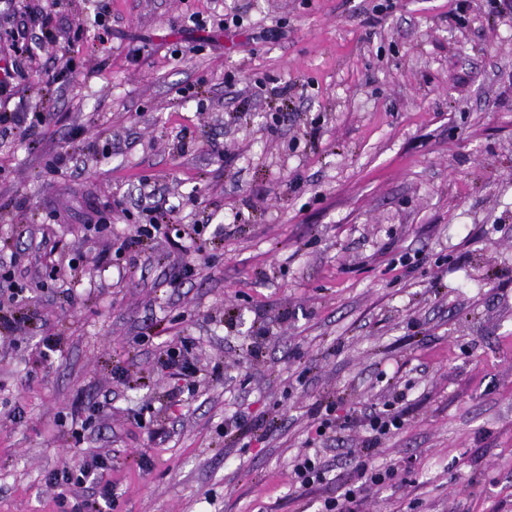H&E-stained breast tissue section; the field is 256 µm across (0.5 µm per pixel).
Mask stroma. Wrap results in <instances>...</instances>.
<instances>
[{"instance_id":"stroma-1","label":"stroma","mask_w":512,"mask_h":512,"mask_svg":"<svg viewBox=\"0 0 512 512\" xmlns=\"http://www.w3.org/2000/svg\"><path fill=\"white\" fill-rule=\"evenodd\" d=\"M17 2L54 21L6 90L46 113L39 143L0 134L26 318L0 333V512H58L49 474L95 455L114 512H321L358 485L367 437L338 429L328 482L296 483L328 399L405 421L373 458L393 479L355 512H512V9ZM193 12L240 22L194 31ZM146 182L180 237L133 255ZM49 245L94 281L52 277ZM185 339L201 386L175 406L159 357Z\"/></svg>"}]
</instances>
